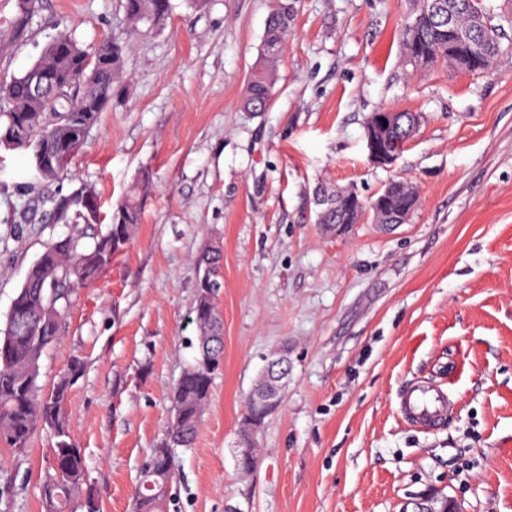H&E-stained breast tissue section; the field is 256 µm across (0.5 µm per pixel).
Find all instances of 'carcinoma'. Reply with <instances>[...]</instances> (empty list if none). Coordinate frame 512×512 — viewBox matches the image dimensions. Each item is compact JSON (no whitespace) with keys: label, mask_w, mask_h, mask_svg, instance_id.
I'll return each mask as SVG.
<instances>
[{"label":"carcinoma","mask_w":512,"mask_h":512,"mask_svg":"<svg viewBox=\"0 0 512 512\" xmlns=\"http://www.w3.org/2000/svg\"><path fill=\"white\" fill-rule=\"evenodd\" d=\"M455 4V22L466 27L479 17L483 31L472 32L471 63L448 55V24L428 4ZM411 10L402 33L401 55L412 67L408 75L439 63L458 70L481 74L490 71L499 56L512 49V35L494 22L485 0H410ZM35 0H17L18 12L10 26L0 28V54L22 40L34 12ZM127 20L133 27L156 25L170 10V0H124ZM291 27L287 12L276 10L268 21L258 65L251 73L242 107L248 112H264L273 96L277 70L285 39ZM126 46L104 40L94 51L83 48L68 33L54 37L38 58L20 75L0 80V137L16 130L27 140L26 149H46L63 157L61 166L43 173L55 180L67 170L78 152L76 137L83 125H94L99 113L121 95L124 82ZM47 74L37 86L33 76ZM69 86L63 95L56 85ZM150 176L141 179L116 205L104 232L100 224L96 193L77 191L56 201L57 220L83 224L81 231L53 240L28 270L26 280L13 298L4 327L0 328V441L23 453L37 427L48 429L55 439L52 462L41 483L45 512H99L93 496L83 493L85 462L74 442L66 404L71 387L82 377L84 362L71 359L60 379L46 391L39 384L41 359L60 342V318L68 286L95 279L112 265L113 258L132 242L141 223L143 199ZM343 188L321 186L316 191L319 224H356L360 211L343 203ZM387 207L409 216L419 205L420 195L410 183L392 180L382 190ZM93 244L81 247L87 234ZM203 274L194 306L197 355L182 373L172 392L173 417L168 436L152 449L140 470L134 499L136 512H166L170 489L176 478L174 449L192 445L210 401L215 371L224 360L223 326L216 309L222 255L208 250L198 260Z\"/></svg>","instance_id":"cac0c4a2"}]
</instances>
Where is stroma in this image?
<instances>
[{"label":"stroma","mask_w":512,"mask_h":512,"mask_svg":"<svg viewBox=\"0 0 512 512\" xmlns=\"http://www.w3.org/2000/svg\"><path fill=\"white\" fill-rule=\"evenodd\" d=\"M131 28L124 0H37L28 33L0 55L22 73L53 37L86 49L126 41L123 93L63 177L0 146V326L52 239L58 195L91 188L110 216L142 173L150 189L130 247L74 289L60 343L41 360L52 388L71 356V433L102 512H132L139 468L167 436L169 393L193 362L196 260L222 250L224 363L195 444L178 449L167 512H512V54L473 75L437 65L410 77L400 33L409 0H170ZM292 18L272 102L241 99L273 9ZM386 108L419 113L397 161H369L364 127ZM415 185L420 207L392 229L364 215L316 222L318 185L376 197ZM287 349L281 407L237 468L245 404L267 358ZM442 388L445 424L398 412L407 386ZM53 440L0 443V512H42Z\"/></svg>","instance_id":"stroma-1"}]
</instances>
